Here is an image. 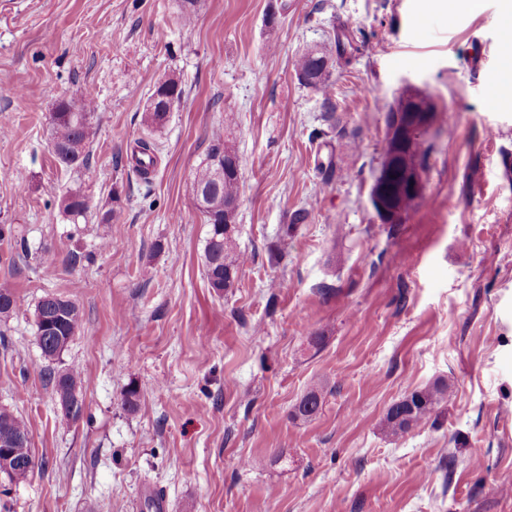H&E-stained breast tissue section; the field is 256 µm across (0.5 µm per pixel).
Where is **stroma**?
<instances>
[{
    "label": "stroma",
    "mask_w": 512,
    "mask_h": 512,
    "mask_svg": "<svg viewBox=\"0 0 512 512\" xmlns=\"http://www.w3.org/2000/svg\"><path fill=\"white\" fill-rule=\"evenodd\" d=\"M504 0H0V409L40 462L0 512H512V99L492 100ZM328 59L330 94L299 57ZM183 95L149 131L147 101ZM436 109L424 188L400 224L369 201L390 106ZM93 97L89 163L51 151L59 102ZM242 162L232 288L206 276L193 173L225 117ZM158 161L134 170L135 141ZM87 197L85 215L61 207ZM117 217L105 221L108 210ZM83 313L43 382L35 309ZM320 337L319 346L309 343ZM442 382L393 436L389 406ZM138 391L137 408L123 397ZM319 413L293 417L310 390ZM296 71L300 82L321 89L326 95L329 93L327 61L319 51L309 50L305 52L297 62ZM38 314L42 317V321L48 322L51 327L48 338L39 345L45 363L42 372L43 378L51 386L56 399L63 400L67 397H74L75 394L81 397L84 386L81 372L54 366L61 352L68 346L80 328L83 317L81 309L67 296L47 295L38 302L35 309L37 331L39 328ZM78 396H75V402L64 400L59 403L65 416L73 415L74 404L80 401Z\"/></svg>",
    "instance_id": "stroma-1"
}]
</instances>
